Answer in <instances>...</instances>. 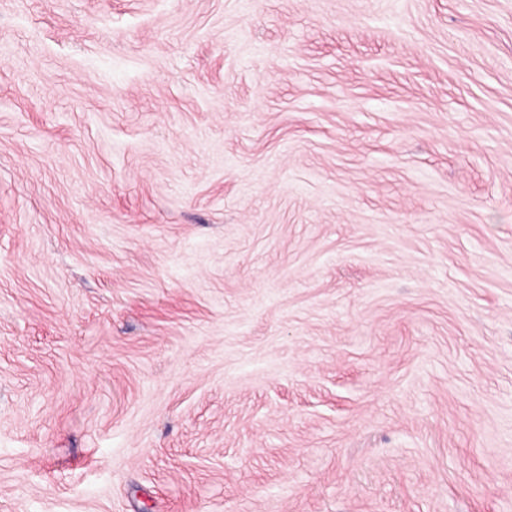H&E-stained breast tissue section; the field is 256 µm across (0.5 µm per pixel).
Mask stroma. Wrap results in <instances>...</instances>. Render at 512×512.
I'll use <instances>...</instances> for the list:
<instances>
[{
  "instance_id": "obj_1",
  "label": "stroma",
  "mask_w": 512,
  "mask_h": 512,
  "mask_svg": "<svg viewBox=\"0 0 512 512\" xmlns=\"http://www.w3.org/2000/svg\"><path fill=\"white\" fill-rule=\"evenodd\" d=\"M0 512H512V0H0Z\"/></svg>"
}]
</instances>
